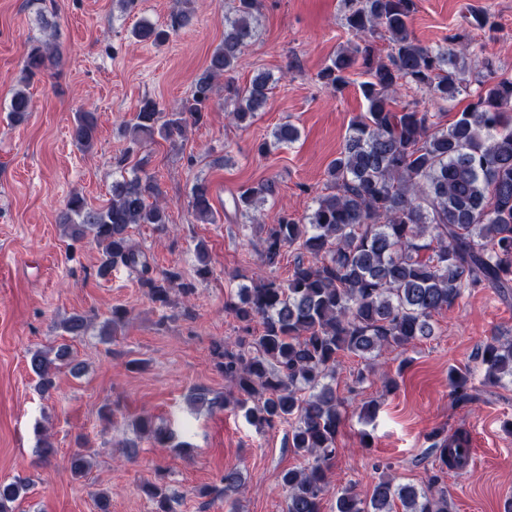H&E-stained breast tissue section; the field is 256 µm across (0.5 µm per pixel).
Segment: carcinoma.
Segmentation results:
<instances>
[{
	"instance_id": "cac0c4a2",
	"label": "carcinoma",
	"mask_w": 512,
	"mask_h": 512,
	"mask_svg": "<svg viewBox=\"0 0 512 512\" xmlns=\"http://www.w3.org/2000/svg\"><path fill=\"white\" fill-rule=\"evenodd\" d=\"M340 5L354 40L328 59L317 79L341 94L351 76H363L358 89L366 111L351 122L339 156L327 168V192L314 198L311 212L297 217L281 211L272 223L253 225L260 234L261 266L277 267L288 250L295 257L287 278L265 275L224 303V311L237 321L260 325L255 334L215 345L216 368L235 396L190 395L201 407L241 409L260 426L293 421L289 445L305 463L282 475L286 512H321L329 493L326 471L336 455L342 419L343 401L334 387L342 357L354 355L367 363L416 347L435 335V315L452 308L468 288L512 295V76L498 73L484 47L466 31L441 45L420 43L412 30L416 0H340ZM260 15V0H231L224 38L189 96L169 112L144 97L124 125L127 146L116 158L119 177L112 181L107 205L92 208L74 192L60 216L64 235L72 241L92 236L100 254L98 276L126 267L137 273L148 299L159 308L174 307L175 295L188 298L196 287L176 267L155 271L147 254L132 243V225L163 229L169 215L155 175L135 167L128 173L127 162L156 138L170 141L188 123L201 122L219 78L224 79L226 112L235 124L246 127L263 111L274 84L270 74L258 72L244 86L234 78L244 49L258 36ZM190 21L189 9H176L165 26L144 23L131 36L162 44ZM381 41L388 42L385 52L379 49ZM55 51L47 40L28 45L19 88L8 106L12 123H21L31 111L27 87ZM472 68L481 75L476 102L447 127L442 113L420 107L416 99L399 104L403 90L452 103L469 93L465 74ZM72 136L83 150L93 147V113H77ZM272 137L258 144V154L296 142L299 130L286 122ZM277 193L276 180L268 178L238 192L233 204L248 216ZM188 205L197 220L214 222L206 180L193 184ZM128 315L126 307L113 306L101 334L116 335ZM60 328L68 336H84L90 319L73 314ZM479 358L486 383L512 384V338L491 337ZM29 365L43 392L53 388L62 368L80 372L66 345L54 353L33 352ZM448 384L455 403L473 400L468 373L450 370ZM132 426L161 446L173 436L148 416L137 417ZM435 435L441 463L465 467L471 451L468 433L438 430ZM220 484L226 498L239 493L241 473L224 470ZM24 490L16 482H0V512H12L8 504ZM143 492L153 512H173L163 482L147 484ZM397 502L402 512H448L446 490H418L384 478L365 499L349 487L337 490L335 512H394Z\"/></svg>"
}]
</instances>
